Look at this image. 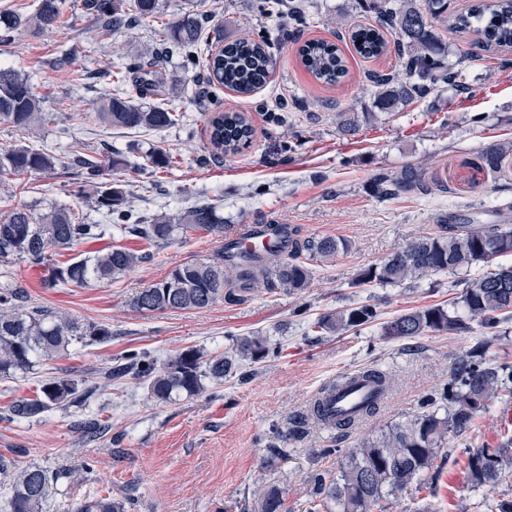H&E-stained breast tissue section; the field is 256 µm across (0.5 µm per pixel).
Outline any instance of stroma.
Wrapping results in <instances>:
<instances>
[{
    "instance_id": "obj_1",
    "label": "stroma",
    "mask_w": 512,
    "mask_h": 512,
    "mask_svg": "<svg viewBox=\"0 0 512 512\" xmlns=\"http://www.w3.org/2000/svg\"><path fill=\"white\" fill-rule=\"evenodd\" d=\"M264 2L159 0L154 21L106 35L84 0H62L66 26L24 31L0 44V65L28 75L45 113L34 137L0 122V151L23 143L58 159L52 173L0 180V212L24 207L38 216L69 207L88 223H102L64 167L74 153L108 146L127 161L110 177L123 182L135 218L175 219L205 200L228 228L274 222L291 225L302 241L331 236L349 245L335 258L312 259L315 275L300 293L259 287L237 302L149 314L132 311L130 298L178 264L212 258L219 240L201 229L160 245L117 234L53 251L56 261L114 244L151 255L116 280L67 288L47 287L41 267L0 264V286L19 288L25 308L65 312L112 331L107 343L74 345L68 356L37 365L33 373L0 379V410L33 396L42 379L63 372L93 384L101 370L131 353L161 363L188 349L217 355L254 334L266 336L270 349L261 361H241L223 385L171 404L154 402L142 380L127 376L83 406L0 420V459L38 466L55 477L43 512H71L74 503L102 495L132 499L131 512H261L262 493L271 487L282 492L283 512H324L313 493L314 476L338 475L348 449L421 414L422 401L447 383L472 346L489 341L490 353L512 364V333L492 340L474 322L456 334L412 340L382 334V322L405 310L444 305L459 296L469 271L399 286L353 284L361 269L399 244L437 233L440 218L452 224L512 220V165L496 178L476 167L488 145L512 142V49L486 50L478 33L440 29L451 49L447 64L459 73L456 83L435 84L391 116L376 104L373 78L397 71L395 36H388L384 55L371 59L357 54L347 36L354 26L373 24V13L363 11L358 0H300L307 21L297 24L287 14L266 12ZM191 6L210 16L199 62L172 52L154 60L157 68L181 76L182 85L163 98L186 113V123L140 132L96 124L89 116L93 100L118 91L132 96L136 90L134 80L111 84L94 79V72L136 62L140 50L153 46L155 29ZM243 36L268 38L274 57L269 81L248 97L207 81L208 55L222 39ZM310 40L336 43L347 62L340 84L322 85L305 70L297 49ZM65 49L72 63L61 70L55 60ZM465 51L471 60L462 59ZM217 112L245 114L254 130L250 142L221 161L185 164V157L211 152L207 126ZM340 112L357 116V135L340 132ZM153 148L177 157L178 165L153 172L146 160ZM407 167L431 176L426 191L378 194L377 175ZM362 304L374 305L379 321L339 334L314 332L320 314ZM369 366L384 370L391 387L389 399L364 424L339 433L305 420L309 403L327 383ZM87 418L103 421L101 435L82 431ZM511 437L512 397L503 395L466 434L449 436L419 489L384 497L373 512H490L496 502L512 500V465L502 481L476 488L468 477V451L494 448ZM280 445L286 454L268 465L269 448ZM86 463L91 469L82 481L71 479Z\"/></svg>"
}]
</instances>
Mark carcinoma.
<instances>
[{
  "label": "carcinoma",
  "mask_w": 512,
  "mask_h": 512,
  "mask_svg": "<svg viewBox=\"0 0 512 512\" xmlns=\"http://www.w3.org/2000/svg\"><path fill=\"white\" fill-rule=\"evenodd\" d=\"M85 5L105 31L134 29L155 17L159 0H85ZM368 8L376 14L380 26L390 29L402 42L397 75L374 78L378 87L377 105L383 112H398L411 100L425 95L429 83L451 81L457 73L448 69L445 47L438 26L447 22V0H426L420 8L411 0L397 7L385 0H372ZM62 24L60 0H39L35 12L21 15L0 12V43L11 41L19 30L43 31ZM451 28L457 32L473 30L484 37L488 48H512V0H488L465 14L453 18ZM205 20L199 12L178 13L157 32L159 46L182 48L188 56L197 53L204 34ZM350 39L357 53L366 58L377 57L388 49L384 34L376 27L358 26ZM302 64L323 84L333 86L347 73L338 48L323 40L305 43L299 49ZM208 82H216L240 95L249 96L267 83L272 58L267 42L235 39L224 44L216 56L208 58ZM139 98L162 95L163 88L181 83L170 73L145 71L135 64ZM95 121L111 127L161 131L185 122V115L159 101L138 104L123 93L103 97L92 104ZM0 121L27 133H34L43 121L40 97L29 77L13 68L0 67ZM209 140L213 157L235 154L249 142L253 129L239 112H218L209 120ZM512 155V144L494 143L482 153L491 171L503 168ZM72 166L82 177V195L94 204L104 218L125 215L127 195L122 185L106 180V172L126 166L117 153L94 156L78 153ZM56 159L43 148L17 145L0 152V179L25 174H41L55 170ZM377 191L396 195L423 189L421 174L407 169L392 177L381 174L374 179ZM171 224L164 217L149 224H119L128 236L155 244L171 240L179 229H203L216 238H224V224L210 203H197ZM107 224H87L70 208H55L35 218L26 208H13L0 215V262L23 260L31 266L47 268L50 288L83 286L92 280L110 281L146 262L149 254L111 246L90 255H78L63 262L49 258L51 249H70L92 239H100ZM349 244L333 237L299 243L291 242L288 255L275 262L252 255L237 260L224 256L219 249L209 260H189L173 267L160 281L141 289L129 301L138 313L164 310L205 309L221 299L235 301L241 294L263 281L269 289L290 293L304 290L310 284L313 269L302 260L308 252L328 258L348 250ZM512 255V224H450L439 219V232L411 239L395 248L380 263L361 269L358 286L399 285L406 280L454 271L461 267L483 264L488 270L467 280L460 296L450 305H462L469 317L493 336L501 335V325L512 321V264L493 265V261ZM14 288H0V379H11L32 369L35 361L63 357L74 343L92 345L106 340L112 331L103 326L81 323L66 313L49 310H26L18 305ZM375 306L362 304L346 307L318 319L314 326L331 334L377 321ZM466 328L464 321L450 314L443 305H430L403 312L382 323V335L388 339L409 340L429 333H457ZM240 353L258 362L268 354L261 336H246L240 342ZM488 344L481 343L457 362L456 370L438 396L422 402L425 411L414 420L390 426L383 434L367 438L352 449L339 476L326 481L314 477V493L321 500L336 505V512H372L384 495H400L433 464L448 435H461L471 428L477 414L500 395H512V366L487 357ZM232 358L222 354L203 358L188 349L157 365L151 360H136L108 368L99 374L101 381L79 386L68 374L44 379L36 397L16 401L8 409L9 419L39 415L52 408L82 404L99 390L112 386V379L131 372L148 383L157 402H169L174 396H195L205 389L204 380L219 384L231 376ZM512 456V439L496 448H475L468 458L469 477L477 486L491 484L502 474V467ZM0 474L9 482L11 495L8 512H42L53 477L37 466L19 470L0 460ZM262 512H282V496L275 489L262 494ZM127 503L110 496L78 503L74 512H126Z\"/></svg>",
  "instance_id": "cac0c4a2"
}]
</instances>
